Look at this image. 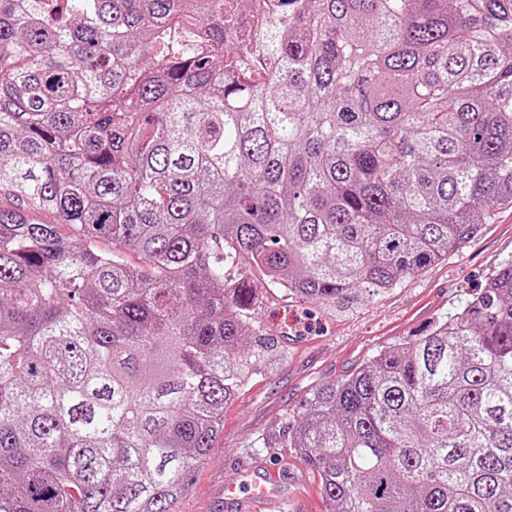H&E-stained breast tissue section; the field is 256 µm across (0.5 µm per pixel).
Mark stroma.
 I'll list each match as a JSON object with an SVG mask.
<instances>
[{"label":"stroma","mask_w":512,"mask_h":512,"mask_svg":"<svg viewBox=\"0 0 512 512\" xmlns=\"http://www.w3.org/2000/svg\"><path fill=\"white\" fill-rule=\"evenodd\" d=\"M511 257L512 207L506 205L448 259L344 318L288 299L256 280L260 326L271 358L225 405L224 427L210 456L195 468L177 512H227L222 489L240 482L245 464L287 470L295 494L280 512H326L317 473L287 445V424L301 399L315 386L353 372L382 348L424 333L483 288Z\"/></svg>","instance_id":"1"}]
</instances>
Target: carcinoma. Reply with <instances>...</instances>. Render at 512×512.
<instances>
[{"instance_id": "obj_1", "label": "carcinoma", "mask_w": 512, "mask_h": 512, "mask_svg": "<svg viewBox=\"0 0 512 512\" xmlns=\"http://www.w3.org/2000/svg\"><path fill=\"white\" fill-rule=\"evenodd\" d=\"M0 0V512H172L264 360L512 205V0ZM328 512H512V258L310 390Z\"/></svg>"}]
</instances>
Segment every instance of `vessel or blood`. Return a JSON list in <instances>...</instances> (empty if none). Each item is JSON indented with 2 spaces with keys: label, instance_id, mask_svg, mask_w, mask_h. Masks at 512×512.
I'll use <instances>...</instances> for the list:
<instances>
[{
  "label": "vessel or blood",
  "instance_id": "vessel-or-blood-1",
  "mask_svg": "<svg viewBox=\"0 0 512 512\" xmlns=\"http://www.w3.org/2000/svg\"><path fill=\"white\" fill-rule=\"evenodd\" d=\"M239 485L224 488L228 512H267L270 506L286 501L291 494L287 477L278 471L266 473L243 466Z\"/></svg>",
  "mask_w": 512,
  "mask_h": 512
}]
</instances>
